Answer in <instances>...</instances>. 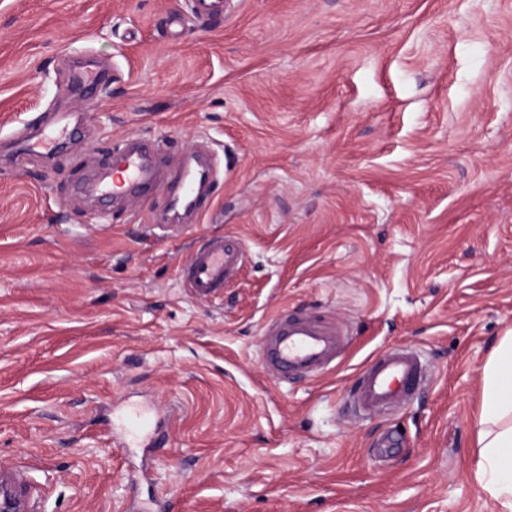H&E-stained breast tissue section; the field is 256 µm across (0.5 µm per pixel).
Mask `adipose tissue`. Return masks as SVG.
Returning <instances> with one entry per match:
<instances>
[{
  "label": "adipose tissue",
  "mask_w": 512,
  "mask_h": 512,
  "mask_svg": "<svg viewBox=\"0 0 512 512\" xmlns=\"http://www.w3.org/2000/svg\"><path fill=\"white\" fill-rule=\"evenodd\" d=\"M482 378L473 478L512 512V331L491 351Z\"/></svg>",
  "instance_id": "obj_1"
}]
</instances>
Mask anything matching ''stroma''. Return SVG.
<instances>
[{
  "label": "stroma",
  "instance_id": "35a3bbf8",
  "mask_svg": "<svg viewBox=\"0 0 512 512\" xmlns=\"http://www.w3.org/2000/svg\"><path fill=\"white\" fill-rule=\"evenodd\" d=\"M187 3L0 0V469L28 512H502L473 418L512 330V0ZM82 54L110 81L75 97ZM63 112V150L17 154ZM124 136L214 153L194 223L87 194ZM216 235L246 262L199 300L180 268ZM283 309L343 326L334 371L268 376ZM395 343L431 378L360 415ZM132 408L164 445H115Z\"/></svg>",
  "mask_w": 512,
  "mask_h": 512
}]
</instances>
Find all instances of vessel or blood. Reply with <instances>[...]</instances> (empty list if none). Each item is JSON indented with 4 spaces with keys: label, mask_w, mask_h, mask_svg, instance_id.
I'll list each match as a JSON object with an SVG mask.
<instances>
[{
    "label": "vessel or blood",
    "mask_w": 512,
    "mask_h": 512,
    "mask_svg": "<svg viewBox=\"0 0 512 512\" xmlns=\"http://www.w3.org/2000/svg\"><path fill=\"white\" fill-rule=\"evenodd\" d=\"M110 165L120 172L118 181H103L96 187L104 197L148 200L165 195L184 212L199 213L217 175L213 165L197 161L169 168L159 152H148L140 143L114 139ZM246 250L239 240L223 236L206 240L196 248L182 269L185 288L195 298L208 299L224 289L226 281L242 269ZM344 329L321 318L281 310L261 329L262 364L273 377L285 381L295 376L317 378L336 366L347 344ZM426 378L419 355L393 346L371 358L359 371L352 397L362 413L391 409L403 402Z\"/></svg>",
    "instance_id": "b4317fda"
}]
</instances>
